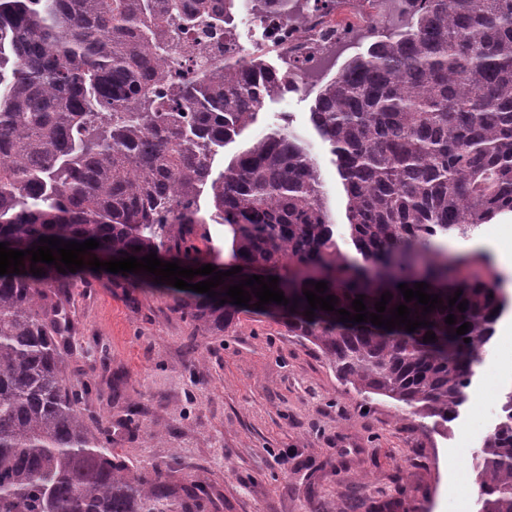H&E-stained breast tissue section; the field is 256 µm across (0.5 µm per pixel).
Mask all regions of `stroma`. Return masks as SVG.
Instances as JSON below:
<instances>
[{
    "label": "stroma",
    "mask_w": 512,
    "mask_h": 512,
    "mask_svg": "<svg viewBox=\"0 0 512 512\" xmlns=\"http://www.w3.org/2000/svg\"><path fill=\"white\" fill-rule=\"evenodd\" d=\"M320 86L267 101L243 137L284 126L304 143L345 249L347 197L310 121ZM172 304V292L121 288L106 275L70 294L78 344L111 352L105 366L74 352L70 383L104 391L121 375L140 415L117 448L135 468L209 485L210 512H477L473 456L512 391V335L503 333L512 311L475 365L458 418L436 431L411 409L342 385L281 320L244 315L224 335L195 338Z\"/></svg>",
    "instance_id": "1"
}]
</instances>
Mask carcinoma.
Wrapping results in <instances>:
<instances>
[{
	"label": "carcinoma",
	"mask_w": 512,
	"mask_h": 512,
	"mask_svg": "<svg viewBox=\"0 0 512 512\" xmlns=\"http://www.w3.org/2000/svg\"><path fill=\"white\" fill-rule=\"evenodd\" d=\"M292 2L0 0V243L95 239L86 263L163 250L184 268L242 267L214 297L176 298L171 310L196 336L256 312L254 296L219 304L229 286L277 276L289 303L264 312L288 318L342 384L446 428L512 307L487 254L450 256L439 243L512 212V0H401L397 23L317 94L310 120L335 156L359 263L337 244L315 160L287 127L213 167L290 89L264 56L226 54L224 40L241 12L291 18ZM210 220L224 225L226 263L198 245ZM30 264L0 276V512H204L208 486L130 467L112 421L85 414L90 389L69 382L66 289L89 283L91 266L63 274L38 262L35 276ZM319 281L337 303L310 320L303 292ZM419 282L443 307L424 316L405 302L398 285ZM459 289L463 312L448 307ZM385 292L384 316L405 303L430 325L339 321L357 295L374 313ZM474 472L477 512H512V391Z\"/></svg>",
	"instance_id": "obj_1"
}]
</instances>
